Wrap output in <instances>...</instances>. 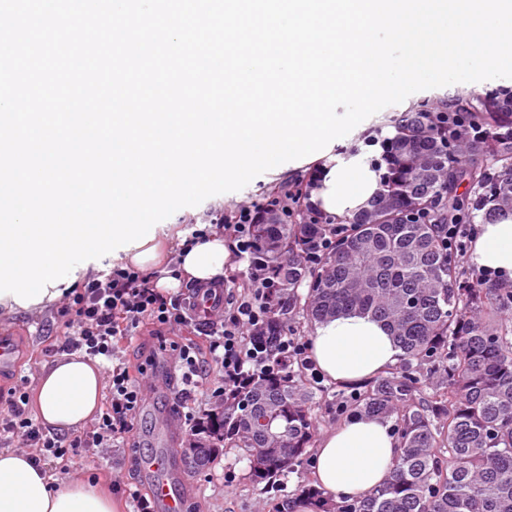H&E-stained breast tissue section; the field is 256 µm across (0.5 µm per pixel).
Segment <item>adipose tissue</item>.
I'll use <instances>...</instances> for the list:
<instances>
[{"mask_svg":"<svg viewBox=\"0 0 512 512\" xmlns=\"http://www.w3.org/2000/svg\"><path fill=\"white\" fill-rule=\"evenodd\" d=\"M309 202L333 217L361 211L381 189L382 170L362 153L326 155ZM231 246L223 234L182 249L175 274L158 279L168 291L182 282H211L224 276ZM477 268L512 277V218L481 227L471 251ZM310 356L323 377L358 386L395 365L400 349L380 321L356 312L316 322L308 338ZM103 373L97 363L77 353L63 355L45 368L34 397L37 419L59 433L80 429L100 408ZM399 453L391 425L383 417L359 415L330 430L313 455V476L320 488L355 497L381 484ZM0 512H118V505L86 478H55L33 465L27 453L0 452Z\"/></svg>","mask_w":512,"mask_h":512,"instance_id":"ef3b65f1","label":"adipose tissue"}]
</instances>
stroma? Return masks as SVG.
<instances>
[{"label":"stroma","instance_id":"stroma-1","mask_svg":"<svg viewBox=\"0 0 512 512\" xmlns=\"http://www.w3.org/2000/svg\"><path fill=\"white\" fill-rule=\"evenodd\" d=\"M497 80L491 79L467 84L422 90L408 96L403 102L387 106L378 113L362 121L359 129L350 134L344 144L336 149L337 155L351 153L368 154L370 160L380 159L381 154L369 146L368 141L385 129L387 119L394 112H403L414 108L426 98H454L461 94L482 95L497 87ZM312 172L304 169H286L276 174L270 171L255 177L243 189L212 196L194 207H184L170 216L176 230H187L191 225H199L208 215L224 214L232 217L233 210L239 205H248L261 200L275 189L294 186L297 182L312 179ZM65 326L58 318L55 309L40 313H17L0 316V338L11 340L16 353L10 365L0 367V389L13 386L20 379H27L29 389H36L41 371L49 367L52 357L42 355L41 350L50 342L62 338ZM125 359L133 364L142 362L147 366L144 377L149 387L147 402L142 406L133 428L129 434L126 448L115 452H103L95 448L83 449L80 456L62 461L49 458L47 468L55 477H63L65 466H73L77 474L92 475L107 469L120 470L127 487L149 492L151 479L135 464L137 457L147 455L163 445L161 420L165 414L170 398L175 392L186 389V396L180 397L185 410H203L205 397L201 387H184L176 381L174 371L165 355L159 354L155 339L147 330H138L132 343L123 352ZM354 389L330 381H323L318 386V403L315 407L317 417V435H324L343 421L337 407L340 401L350 397ZM188 480L187 507L185 512H294L303 497L304 487L314 485L312 465H304L288 474L284 484L271 488L265 484L255 483L250 474L247 460L238 449L227 448L202 470L186 466ZM234 478L232 488H225V475Z\"/></svg>","mask_w":512,"mask_h":512}]
</instances>
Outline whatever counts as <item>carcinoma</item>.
Segmentation results:
<instances>
[{"label": "carcinoma", "mask_w": 512, "mask_h": 512, "mask_svg": "<svg viewBox=\"0 0 512 512\" xmlns=\"http://www.w3.org/2000/svg\"><path fill=\"white\" fill-rule=\"evenodd\" d=\"M436 112H454L482 134L443 126ZM390 124L383 189L365 209L255 227L285 298L269 313V333L296 314L320 321L354 310L384 322L403 352L396 371L352 404L355 415L396 421L401 452L387 480L348 500L312 487L305 494L322 512H512V326L504 318L512 287L470 279L442 244L448 224L512 215V89L424 101ZM340 223L333 249L310 261L317 239ZM426 368L438 383L420 404ZM314 406L300 370L263 372L207 415L188 444L191 462L203 468L219 449L238 448L250 477L272 485L304 464Z\"/></svg>", "instance_id": "cac0c4a2"}]
</instances>
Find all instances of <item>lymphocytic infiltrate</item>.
I'll use <instances>...</instances> for the list:
<instances>
[{
	"label": "lymphocytic infiltrate",
	"mask_w": 512,
	"mask_h": 512,
	"mask_svg": "<svg viewBox=\"0 0 512 512\" xmlns=\"http://www.w3.org/2000/svg\"><path fill=\"white\" fill-rule=\"evenodd\" d=\"M306 193H274L264 202L238 207L231 222L215 219L217 229L233 239L234 258L246 262L248 283L243 291H228L224 305L210 319L208 361H201L194 343H181L178 333L191 328L193 319L179 299H167L156 288L151 275L134 268H116L88 278L66 292L57 309L70 332L45 346L48 354L82 350L92 358L105 360L107 383L105 409L82 434L63 439L47 433L29 415V394L25 384L7 391V409L0 413V447L29 449L34 463L53 456H68L73 448L106 451L125 445V435L146 400L147 388L124 362L122 345L140 325H147L159 337V349L177 368L184 383L200 376L205 364H212L214 376L208 382L207 401L216 403L226 389L244 387L250 377L287 362L297 365L308 380L321 384V376L309 355V345L290 331L264 341L266 308L282 298L272 276L256 254L255 224L270 214L292 216L297 209L313 213Z\"/></svg>",
	"instance_id": "f902f5d3"
}]
</instances>
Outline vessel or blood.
Returning <instances> with one entry per match:
<instances>
[{
    "mask_svg": "<svg viewBox=\"0 0 512 512\" xmlns=\"http://www.w3.org/2000/svg\"><path fill=\"white\" fill-rule=\"evenodd\" d=\"M184 448L169 442L160 456L141 459L139 466L152 477L161 512H182L188 481L183 471Z\"/></svg>",
    "mask_w": 512,
    "mask_h": 512,
    "instance_id": "b4317fda",
    "label": "vessel or blood"
}]
</instances>
